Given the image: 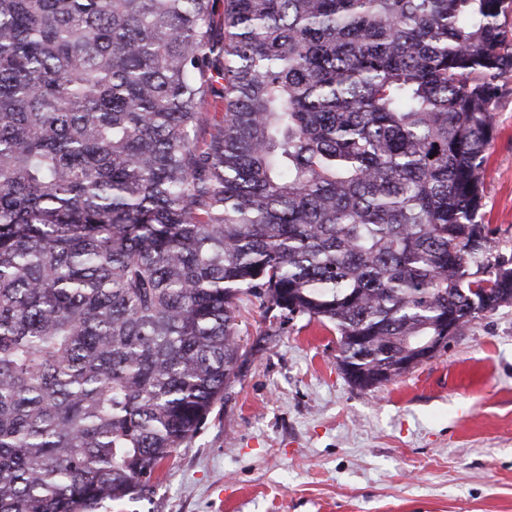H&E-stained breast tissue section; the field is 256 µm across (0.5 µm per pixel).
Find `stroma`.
Masks as SVG:
<instances>
[{
  "label": "stroma",
  "mask_w": 512,
  "mask_h": 512,
  "mask_svg": "<svg viewBox=\"0 0 512 512\" xmlns=\"http://www.w3.org/2000/svg\"><path fill=\"white\" fill-rule=\"evenodd\" d=\"M483 223L512 247V79L494 112ZM257 347L151 498L98 512H512V305L480 315L427 363L348 384L337 333L238 308Z\"/></svg>",
  "instance_id": "1"
}]
</instances>
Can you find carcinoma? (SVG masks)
I'll return each instance as SVG.
<instances>
[{
  "mask_svg": "<svg viewBox=\"0 0 512 512\" xmlns=\"http://www.w3.org/2000/svg\"><path fill=\"white\" fill-rule=\"evenodd\" d=\"M511 13L224 0L216 43L214 0H0V512L149 496L252 355L245 296L332 324L359 389L511 305ZM494 121L481 215L484 224L499 229L496 236L509 254L512 247V77L495 106ZM455 329L454 323L445 322L443 326L438 330L440 332V336H428L422 341L418 342L415 347H413L412 353H419L420 351H425L428 355L436 354L437 351L448 343V340L452 337L450 336Z\"/></svg>",
  "mask_w": 512,
  "mask_h": 512,
  "instance_id": "cac0c4a2",
  "label": "carcinoma"
}]
</instances>
